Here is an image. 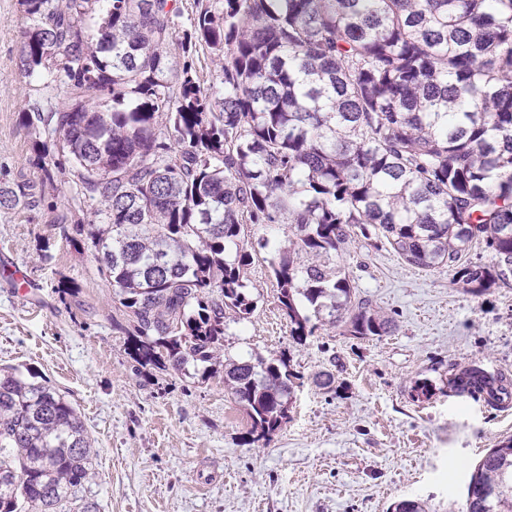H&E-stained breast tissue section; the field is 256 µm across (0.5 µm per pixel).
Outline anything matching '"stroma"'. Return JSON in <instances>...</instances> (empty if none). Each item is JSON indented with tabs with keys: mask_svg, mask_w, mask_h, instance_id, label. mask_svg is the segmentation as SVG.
I'll list each match as a JSON object with an SVG mask.
<instances>
[{
	"mask_svg": "<svg viewBox=\"0 0 512 512\" xmlns=\"http://www.w3.org/2000/svg\"><path fill=\"white\" fill-rule=\"evenodd\" d=\"M17 0H0V182L38 181L33 135L20 121L32 93L19 70ZM45 205L0 211V368L34 373L76 407L94 451L99 512H465L480 461L512 437V406L448 391L453 366L483 360L512 378V288L473 297L448 271L408 264L386 240L354 242L340 260L356 293L397 320L367 339L321 330L293 343L268 260L280 224L253 227L250 321L227 322L224 355L287 353L299 376L287 423L268 443L243 444L244 408L202 366L136 371L113 288L88 234L62 238ZM333 372L332 388L317 376ZM430 398L411 396L414 381Z\"/></svg>",
	"mask_w": 512,
	"mask_h": 512,
	"instance_id": "obj_1",
	"label": "stroma"
}]
</instances>
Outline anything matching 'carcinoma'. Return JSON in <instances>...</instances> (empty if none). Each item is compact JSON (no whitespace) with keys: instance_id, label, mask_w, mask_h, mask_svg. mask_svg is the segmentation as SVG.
Returning <instances> with one entry per match:
<instances>
[{"instance_id":"obj_1","label":"carcinoma","mask_w":512,"mask_h":512,"mask_svg":"<svg viewBox=\"0 0 512 512\" xmlns=\"http://www.w3.org/2000/svg\"><path fill=\"white\" fill-rule=\"evenodd\" d=\"M22 123L41 183L74 167L63 225L88 212L130 358L160 371L221 362L224 323L250 319L251 227L285 224L268 260L294 343L341 328L387 336L339 260L383 236L406 262L453 272L474 297L512 288V0H18ZM184 61L170 58L171 47ZM205 50L222 91L201 83ZM98 178L80 174L83 163ZM28 183L0 209H35ZM475 244L486 262H465ZM247 411L243 443L288 419L290 359L224 361ZM458 396L512 403V379L472 361ZM92 448L56 389L0 369V512H97ZM465 512H512V437L470 477Z\"/></svg>"}]
</instances>
